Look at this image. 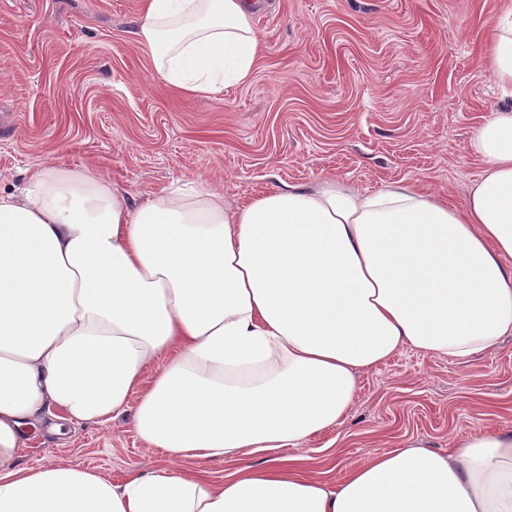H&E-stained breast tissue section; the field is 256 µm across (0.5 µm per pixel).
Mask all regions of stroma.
I'll use <instances>...</instances> for the list:
<instances>
[{
	"mask_svg": "<svg viewBox=\"0 0 512 512\" xmlns=\"http://www.w3.org/2000/svg\"><path fill=\"white\" fill-rule=\"evenodd\" d=\"M502 0H267L251 81L184 97L156 78L134 31L139 0H0V194L38 165L89 166L131 201L196 180L234 209L255 196L330 178L376 191L396 181L462 205L484 169L468 142L502 90L482 56ZM512 432V335L464 360L405 348L358 376L339 425L313 435L307 466L345 478L353 461L420 440ZM64 458L124 480L169 475L131 414L41 434L29 469Z\"/></svg>",
	"mask_w": 512,
	"mask_h": 512,
	"instance_id": "1",
	"label": "stroma"
}]
</instances>
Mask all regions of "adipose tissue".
Instances as JSON below:
<instances>
[{"instance_id":"adipose-tissue-1","label":"adipose tissue","mask_w":512,"mask_h":512,"mask_svg":"<svg viewBox=\"0 0 512 512\" xmlns=\"http://www.w3.org/2000/svg\"><path fill=\"white\" fill-rule=\"evenodd\" d=\"M256 0H143L136 36L168 87L248 82ZM483 62L512 89V7ZM463 206L398 181L333 179L230 210L211 187L134 205L86 167L42 164L0 195V512H512V432L411 441L333 484L285 447L340 422L397 350L465 359L512 335V106L475 131ZM132 413L170 461L266 454L224 478L55 460L30 436Z\"/></svg>"}]
</instances>
